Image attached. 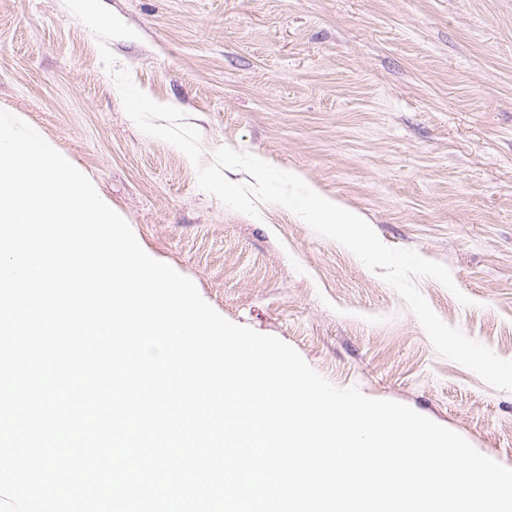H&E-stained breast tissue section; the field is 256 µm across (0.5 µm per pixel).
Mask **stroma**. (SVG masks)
<instances>
[{
	"instance_id": "35a3bbf8",
	"label": "stroma",
	"mask_w": 512,
	"mask_h": 512,
	"mask_svg": "<svg viewBox=\"0 0 512 512\" xmlns=\"http://www.w3.org/2000/svg\"><path fill=\"white\" fill-rule=\"evenodd\" d=\"M103 3L137 33L110 41L117 67L199 130L200 164L126 114L64 0H0V109L225 319L512 468V391L439 355L393 287L287 208L255 218L198 186L222 147L298 174L446 266L456 291L417 281L433 311L512 360V0Z\"/></svg>"
}]
</instances>
